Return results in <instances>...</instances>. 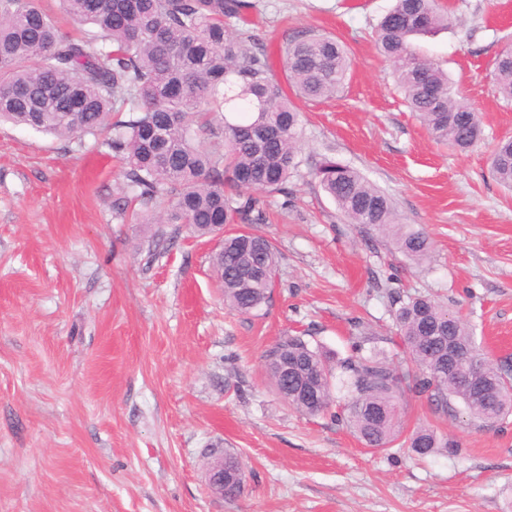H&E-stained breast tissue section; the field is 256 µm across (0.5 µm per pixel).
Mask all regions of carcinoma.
<instances>
[{
    "label": "carcinoma",
    "mask_w": 512,
    "mask_h": 512,
    "mask_svg": "<svg viewBox=\"0 0 512 512\" xmlns=\"http://www.w3.org/2000/svg\"><path fill=\"white\" fill-rule=\"evenodd\" d=\"M63 6L93 30L64 35L37 0H0V122L66 139L112 130L108 145L129 165L126 178L135 197L200 237H213L218 225L255 210L253 198L243 200L234 191L285 189L298 166L300 112L270 78L255 40L226 29V19L248 7L244 0H63ZM454 23L438 0H396L379 21L375 42L430 135L465 152L483 135L478 112L456 97L448 74L419 57L409 42ZM284 64L300 96L325 101L342 88L352 60L336 38L298 31L285 47ZM493 83L512 102V51L498 56ZM126 109L134 116L110 122L112 113ZM213 114L222 123L221 139L201 150L196 140L211 129ZM490 168L512 188L511 138L494 148ZM316 177L350 223L371 225L413 261L428 256L425 233L398 223L390 198L357 170L324 157ZM213 268L224 303L254 315L270 298L275 247L257 230L229 233ZM392 303L401 346L416 366L408 384L387 360L364 354L372 338L361 332L351 352L333 362L302 336L280 338L265 354L275 389L288 367L284 399L314 416L330 409L338 383L344 396L333 417L370 448H387L403 435L397 409L407 391L444 412L459 399L472 421L486 425L512 412L511 359H491L462 315L434 298L399 296ZM450 343L476 363L479 391L465 368L448 372ZM406 442L420 457L440 448L457 452L425 427ZM243 476L240 461L224 458V496L239 493Z\"/></svg>",
    "instance_id": "cac0c4a2"
}]
</instances>
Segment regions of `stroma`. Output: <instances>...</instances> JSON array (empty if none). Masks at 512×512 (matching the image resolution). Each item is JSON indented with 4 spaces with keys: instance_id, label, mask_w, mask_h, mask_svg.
<instances>
[{
    "instance_id": "35a3bbf8",
    "label": "stroma",
    "mask_w": 512,
    "mask_h": 512,
    "mask_svg": "<svg viewBox=\"0 0 512 512\" xmlns=\"http://www.w3.org/2000/svg\"><path fill=\"white\" fill-rule=\"evenodd\" d=\"M443 2L457 25L413 44L481 114L466 152L433 140L376 49L395 0H252L228 21L283 86L294 32L336 36L353 60L335 98L297 100L302 145L285 192L253 193L278 257L256 316L225 305L214 241L134 223L105 137L0 124V512H512V414L482 426L462 403L446 415L410 394L405 429H434L457 453L379 451L330 413L290 407L264 360L289 334L344 356L361 329L407 370L390 341L394 291L435 296L492 357L512 356V189L489 166L512 137V103L492 81L512 47V0ZM325 155L427 235V261L345 219L315 175ZM227 452L245 470L230 499L209 483Z\"/></svg>"
}]
</instances>
